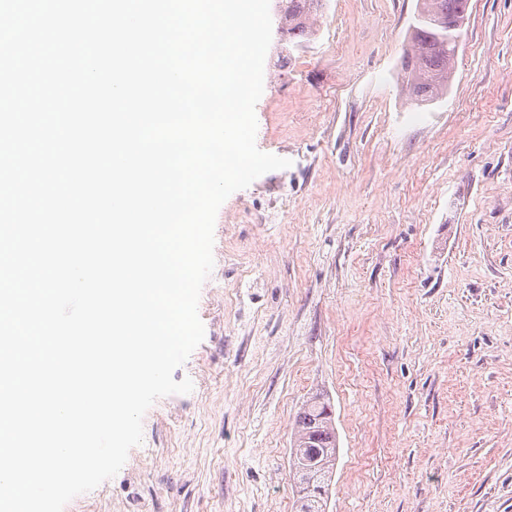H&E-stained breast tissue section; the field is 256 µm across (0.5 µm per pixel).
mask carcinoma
Instances as JSON below:
<instances>
[{
  "label": "carcinoma",
  "instance_id": "carcinoma-1",
  "mask_svg": "<svg viewBox=\"0 0 512 512\" xmlns=\"http://www.w3.org/2000/svg\"><path fill=\"white\" fill-rule=\"evenodd\" d=\"M322 0H288V39L296 44L316 34V15ZM470 0H417L415 22L402 68L412 103L422 105L448 91V76L455 73L451 47L452 23L468 18ZM333 409L319 395L309 398L296 417L288 464L297 487L298 512H325L328 487L336 460Z\"/></svg>",
  "mask_w": 512,
  "mask_h": 512
}]
</instances>
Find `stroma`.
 Segmentation results:
<instances>
[{"instance_id": "1", "label": "stroma", "mask_w": 512, "mask_h": 512, "mask_svg": "<svg viewBox=\"0 0 512 512\" xmlns=\"http://www.w3.org/2000/svg\"><path fill=\"white\" fill-rule=\"evenodd\" d=\"M417 0H325L272 39L259 150L214 227L203 341L122 469L64 512H294L306 397L334 409L326 512H512V0H471L447 94L406 98ZM279 6L277 18V32L280 35L281 44L291 45L288 39L295 44L309 41L316 34V15L322 7V0H278ZM288 14V30L282 18Z\"/></svg>"}]
</instances>
